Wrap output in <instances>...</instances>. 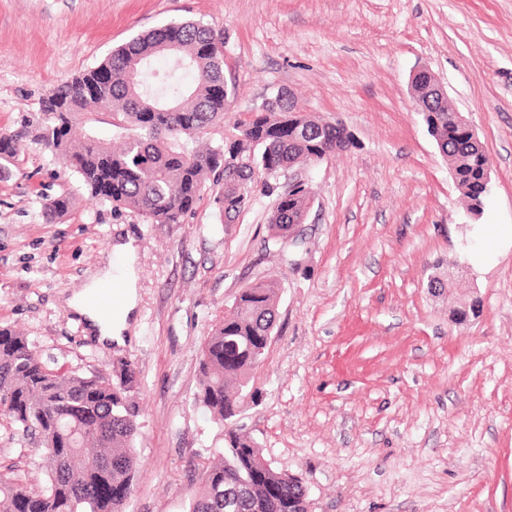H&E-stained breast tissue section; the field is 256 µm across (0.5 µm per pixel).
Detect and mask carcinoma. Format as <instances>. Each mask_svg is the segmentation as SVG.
I'll return each mask as SVG.
<instances>
[{
  "mask_svg": "<svg viewBox=\"0 0 512 512\" xmlns=\"http://www.w3.org/2000/svg\"><path fill=\"white\" fill-rule=\"evenodd\" d=\"M158 55L175 59L173 71L151 70ZM183 72L194 82L185 83ZM228 97L223 34L201 22L170 23L50 89L38 112L0 136V173L15 166L20 141L33 133L92 199L150 224H182L208 181L219 187L213 204L222 220L224 212L245 208L255 191L273 193L289 167L324 160L352 142L340 125L289 112L286 99L249 113L220 141L202 142L224 125ZM423 118L439 132L461 195L470 204L487 202L481 148L450 113ZM231 155L247 165H224ZM310 202L306 186L277 195L271 239H286ZM72 206L61 193L48 200L46 214L62 217ZM280 297L277 279L252 282L204 340L195 404L222 429L224 451L206 467L188 512H307L303 480L280 478L257 441L234 424L239 396L252 391L251 374L266 359ZM134 377L127 364L112 379L53 369L28 337L0 327V416L36 443L46 469L43 485L31 490L0 476V512H124L129 495L115 490L133 491L140 470L138 412L129 396Z\"/></svg>",
  "mask_w": 512,
  "mask_h": 512,
  "instance_id": "obj_1",
  "label": "carcinoma"
}]
</instances>
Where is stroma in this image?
<instances>
[{
	"label": "stroma",
	"mask_w": 512,
	"mask_h": 512,
	"mask_svg": "<svg viewBox=\"0 0 512 512\" xmlns=\"http://www.w3.org/2000/svg\"><path fill=\"white\" fill-rule=\"evenodd\" d=\"M185 19L224 34L223 128L281 91L351 133L296 166L314 192L306 223L270 242L275 198L258 194L218 224L208 186L185 223L148 224L25 141L0 175V326L59 367L132 364L141 467L126 512H184L224 445L194 402L204 338L242 288L278 278L276 333L238 426L303 479L310 512H512V0H0V134L61 81ZM421 66L490 158L488 234L465 225L412 102ZM63 192L74 207L48 219ZM128 239L137 305L126 343L104 345L66 301ZM455 262L463 281L432 291ZM472 297L479 313L454 321ZM40 463L0 419V474L38 485Z\"/></svg>",
	"instance_id": "obj_1"
}]
</instances>
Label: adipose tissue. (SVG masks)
Here are the masks:
<instances>
[{
	"label": "adipose tissue",
	"mask_w": 512,
	"mask_h": 512,
	"mask_svg": "<svg viewBox=\"0 0 512 512\" xmlns=\"http://www.w3.org/2000/svg\"><path fill=\"white\" fill-rule=\"evenodd\" d=\"M114 253L120 259L119 264L102 268L86 288L69 301L70 307L84 318L92 334L104 344L123 343L136 305V248L133 242H122L115 244ZM115 283L122 286V302L113 306L106 302L102 290Z\"/></svg>",
	"instance_id": "1"
}]
</instances>
